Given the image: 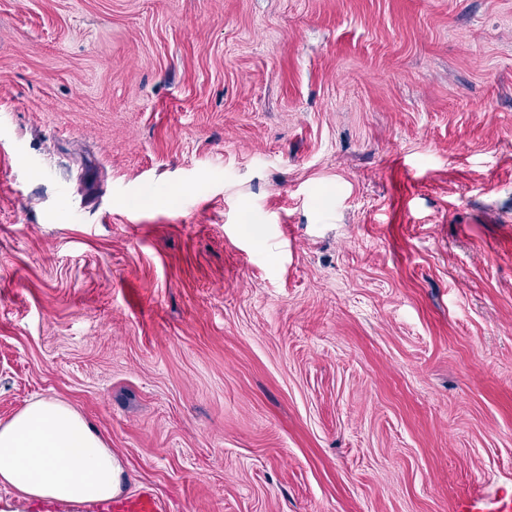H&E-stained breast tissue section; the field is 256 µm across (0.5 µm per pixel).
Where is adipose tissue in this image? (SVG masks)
<instances>
[{
	"mask_svg": "<svg viewBox=\"0 0 512 512\" xmlns=\"http://www.w3.org/2000/svg\"><path fill=\"white\" fill-rule=\"evenodd\" d=\"M125 475L120 458L64 401L32 400L0 423V485L12 492L0 512H24L34 502H107Z\"/></svg>",
	"mask_w": 512,
	"mask_h": 512,
	"instance_id": "ef3b65f1",
	"label": "adipose tissue"
}]
</instances>
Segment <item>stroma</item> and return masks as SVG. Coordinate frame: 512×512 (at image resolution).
I'll use <instances>...</instances> for the list:
<instances>
[{"mask_svg": "<svg viewBox=\"0 0 512 512\" xmlns=\"http://www.w3.org/2000/svg\"><path fill=\"white\" fill-rule=\"evenodd\" d=\"M169 512L512 501V0H0V422Z\"/></svg>", "mask_w": 512, "mask_h": 512, "instance_id": "35a3bbf8", "label": "stroma"}]
</instances>
